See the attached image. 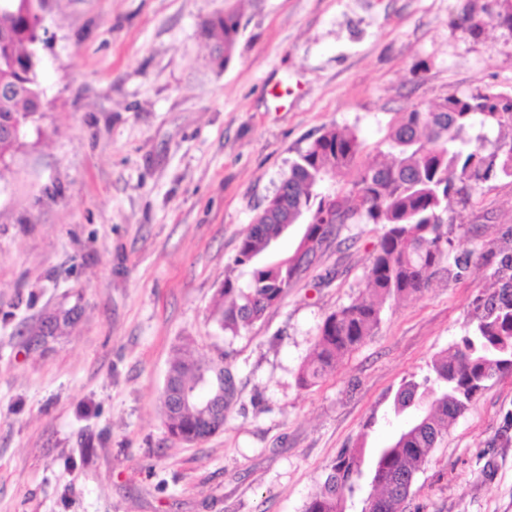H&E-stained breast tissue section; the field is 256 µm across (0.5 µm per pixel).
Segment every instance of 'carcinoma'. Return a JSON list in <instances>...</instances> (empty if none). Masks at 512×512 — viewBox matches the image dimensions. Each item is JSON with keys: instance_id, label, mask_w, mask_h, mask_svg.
Masks as SVG:
<instances>
[{"instance_id": "cac0c4a2", "label": "carcinoma", "mask_w": 512, "mask_h": 512, "mask_svg": "<svg viewBox=\"0 0 512 512\" xmlns=\"http://www.w3.org/2000/svg\"><path fill=\"white\" fill-rule=\"evenodd\" d=\"M42 0H0V85H17L24 96L0 99V130L35 121L29 111L41 97L36 46L42 41ZM240 28L236 11L202 23L214 40L213 61L223 68L233 56ZM493 131L512 129V97L492 90L449 96L433 106L402 113L387 139L391 160L369 164L342 193L328 182L357 167L358 136L335 126L324 129L300 151L274 194L240 240L234 258L251 266L246 287L224 279L214 302L213 321L236 336L260 320L299 281L322 250L333 229L345 222L378 224L380 235L365 288L349 304L328 314L319 327L309 359L297 383L306 388L329 373L336 361L361 345L381 322L384 305L408 298L428 284L448 257L453 225L444 215L469 202L471 185L498 175L512 177V138L491 140L483 134L464 151L463 133L474 125ZM19 138L0 135V179L21 147ZM304 226L291 255L276 256L277 243L291 226ZM491 247L493 289L474 301L473 329L448 355L434 361L433 376L420 384L404 382L396 393L394 414L403 424L378 448H348L331 464L320 490L304 512H361L357 485L367 479L382 484L372 512H401L417 473L448 425L465 412L493 378L512 372V231ZM216 377L217 369L194 354L177 350L167 374L195 382L198 372ZM161 409L170 437L181 441L200 433L208 411L201 403L174 411L166 392Z\"/></svg>"}]
</instances>
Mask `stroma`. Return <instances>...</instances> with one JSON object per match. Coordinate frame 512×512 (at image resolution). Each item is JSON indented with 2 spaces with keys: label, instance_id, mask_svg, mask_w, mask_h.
I'll use <instances>...</instances> for the list:
<instances>
[{
  "label": "stroma",
  "instance_id": "obj_1",
  "mask_svg": "<svg viewBox=\"0 0 512 512\" xmlns=\"http://www.w3.org/2000/svg\"><path fill=\"white\" fill-rule=\"evenodd\" d=\"M500 4L51 0L42 116L0 179V512H303L343 449L387 437L401 384L471 327L512 177L447 214L468 270L387 304L314 386L298 370L364 290L380 226L334 231L239 335L210 313L225 279L247 283L239 242L322 129H354L367 163L412 105L512 95ZM228 8L241 32L221 69L201 25ZM178 346L233 377L223 431L195 444L160 413ZM406 512H512V372L430 451Z\"/></svg>",
  "mask_w": 512,
  "mask_h": 512
}]
</instances>
